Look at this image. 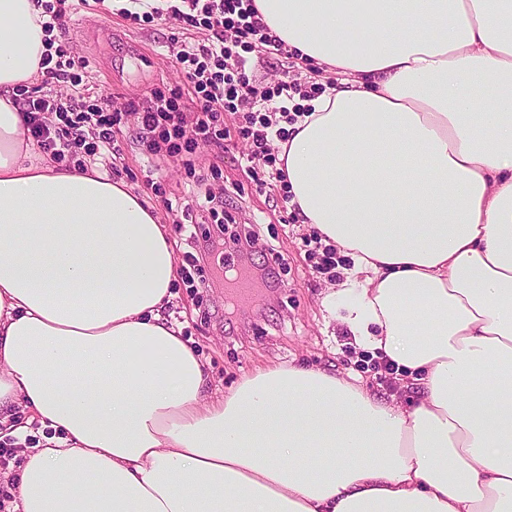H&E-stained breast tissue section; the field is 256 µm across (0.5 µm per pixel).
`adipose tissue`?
I'll return each mask as SVG.
<instances>
[{
  "label": "adipose tissue",
  "instance_id": "adipose-tissue-1",
  "mask_svg": "<svg viewBox=\"0 0 512 512\" xmlns=\"http://www.w3.org/2000/svg\"><path fill=\"white\" fill-rule=\"evenodd\" d=\"M254 4L339 77L278 154L351 260L322 305L418 403L274 363L211 393L156 207L29 163L45 7L0 0V440L53 431L16 512H512V0Z\"/></svg>",
  "mask_w": 512,
  "mask_h": 512
}]
</instances>
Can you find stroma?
<instances>
[{"instance_id":"35a3bbf8","label":"stroma","mask_w":512,"mask_h":512,"mask_svg":"<svg viewBox=\"0 0 512 512\" xmlns=\"http://www.w3.org/2000/svg\"><path fill=\"white\" fill-rule=\"evenodd\" d=\"M71 48L84 57L79 69L81 88L112 94L115 108L129 99L148 100L153 90L184 88L185 80L168 52L173 30L160 20L130 26L119 12L77 4L68 23ZM254 72L259 81L275 83L291 75L302 83L332 87L333 74L306 65L296 57L254 54ZM138 122L128 118L122 139L123 155L117 162L120 180L125 181L150 204L162 209L168 224L179 267H187L199 249L187 232L180 230L165 200L184 196L187 174L181 157L149 159L137 140ZM238 148L222 154L209 146L199 147L193 156L197 172L208 174V185L220 191L231 182L244 186V194L232 197L226 212L236 220V229L255 227L261 241L274 245L288 256V267L280 271L282 287L269 291L266 300L241 315L225 312L224 290L220 286L194 289L184 281L173 288V311L202 356L214 392L231 387L241 375L268 361L321 367L342 377L361 376L379 396H399V384L392 375L369 367L368 354L355 349L345 327L326 324L321 299L330 284L327 276H312L308 244L317 231L292 218L293 212L279 192L256 193L250 178L234 157Z\"/></svg>"}]
</instances>
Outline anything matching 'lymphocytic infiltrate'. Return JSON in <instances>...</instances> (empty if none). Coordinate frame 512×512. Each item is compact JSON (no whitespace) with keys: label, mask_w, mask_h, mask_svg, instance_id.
<instances>
[{"label":"lymphocytic infiltrate","mask_w":512,"mask_h":512,"mask_svg":"<svg viewBox=\"0 0 512 512\" xmlns=\"http://www.w3.org/2000/svg\"><path fill=\"white\" fill-rule=\"evenodd\" d=\"M132 23L161 19L174 25L179 35L171 42L175 65L183 73L195 100L191 107L181 105V93L153 90L147 101L128 100L123 109L112 107V96L97 93L95 104H87L84 93L59 94L60 84L74 82L84 58L72 54L67 43H58L45 54L43 90L31 95L25 87L17 92L29 116L33 137L43 152L56 162L69 161L83 169L102 160L115 169L122 155L120 136L126 115H136L138 138L152 156L195 153L199 146L224 149L230 137L246 142L247 153L240 157L241 169L250 177L258 193H265L270 182H284L283 170L276 166V142L286 140V124L303 116L301 99L318 95L319 86H305L295 80L272 85L258 81L253 73L252 53L285 54L284 44L271 35L259 18L253 0H174L142 14L123 10ZM205 31L202 39L193 30ZM239 117L236 130L226 129L224 113ZM270 169L260 177L256 162ZM191 191L181 208L184 220H192L194 210L220 215L223 196L204 190V175L188 168ZM223 216V215H220ZM232 223V215L223 216Z\"/></svg>","instance_id":"1"}]
</instances>
